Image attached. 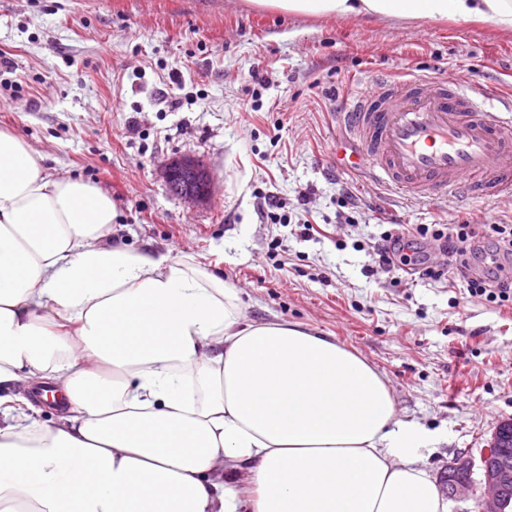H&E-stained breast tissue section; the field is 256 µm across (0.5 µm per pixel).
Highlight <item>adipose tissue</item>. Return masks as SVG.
<instances>
[{
  "instance_id": "1",
  "label": "adipose tissue",
  "mask_w": 512,
  "mask_h": 512,
  "mask_svg": "<svg viewBox=\"0 0 512 512\" xmlns=\"http://www.w3.org/2000/svg\"><path fill=\"white\" fill-rule=\"evenodd\" d=\"M306 16L489 21L512 0H251ZM110 194L0 130V512H447L440 434L300 325L247 322L189 255L112 244ZM49 381L54 420L18 397Z\"/></svg>"
}]
</instances>
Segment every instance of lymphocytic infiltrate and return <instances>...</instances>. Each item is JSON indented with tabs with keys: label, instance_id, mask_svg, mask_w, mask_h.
Instances as JSON below:
<instances>
[{
	"label": "lymphocytic infiltrate",
	"instance_id": "f902f5d3",
	"mask_svg": "<svg viewBox=\"0 0 512 512\" xmlns=\"http://www.w3.org/2000/svg\"><path fill=\"white\" fill-rule=\"evenodd\" d=\"M451 255V267L429 260V247ZM420 278L463 280L471 298L512 309V224H392L373 246L368 274L392 273L398 267Z\"/></svg>",
	"mask_w": 512,
	"mask_h": 512
}]
</instances>
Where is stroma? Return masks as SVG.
<instances>
[{
    "label": "stroma",
    "instance_id": "35a3bbf8",
    "mask_svg": "<svg viewBox=\"0 0 512 512\" xmlns=\"http://www.w3.org/2000/svg\"><path fill=\"white\" fill-rule=\"evenodd\" d=\"M0 129L60 177L108 192L113 242L192 255L234 287L250 319H280L336 340L385 375L397 414L441 431L426 467L445 480L512 420V312L455 285L365 276L381 225L512 224L493 198L416 203L337 169L336 112L373 76L463 74L512 99V32L491 23L317 17L247 0H0ZM268 82L250 111L252 72ZM179 106H171V99ZM212 172L208 203L174 195L168 160ZM361 201L345 223L336 183ZM312 189L310 240L263 218L260 195L299 216ZM279 240L283 265L267 250Z\"/></svg>",
    "mask_w": 512,
    "mask_h": 512
}]
</instances>
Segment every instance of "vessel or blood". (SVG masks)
Instances as JSON below:
<instances>
[{
  "instance_id": "b4317fda",
  "label": "vessel or blood",
  "mask_w": 512,
  "mask_h": 512,
  "mask_svg": "<svg viewBox=\"0 0 512 512\" xmlns=\"http://www.w3.org/2000/svg\"><path fill=\"white\" fill-rule=\"evenodd\" d=\"M336 165L411 201L512 199V103L460 77L376 76L352 89Z\"/></svg>"
}]
</instances>
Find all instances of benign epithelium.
Segmentation results:
<instances>
[{"instance_id": "benign-epithelium-1", "label": "benign epithelium", "mask_w": 512, "mask_h": 512, "mask_svg": "<svg viewBox=\"0 0 512 512\" xmlns=\"http://www.w3.org/2000/svg\"><path fill=\"white\" fill-rule=\"evenodd\" d=\"M163 172L167 184L176 187L186 202L196 204L209 200L213 178L210 170L196 158L186 155L171 160L164 165ZM450 467L448 494L456 496L469 490L473 469L477 467L483 475L482 512H502V489L512 484V423L505 421L500 424L491 443L482 450L479 461L459 454Z\"/></svg>"}]
</instances>
